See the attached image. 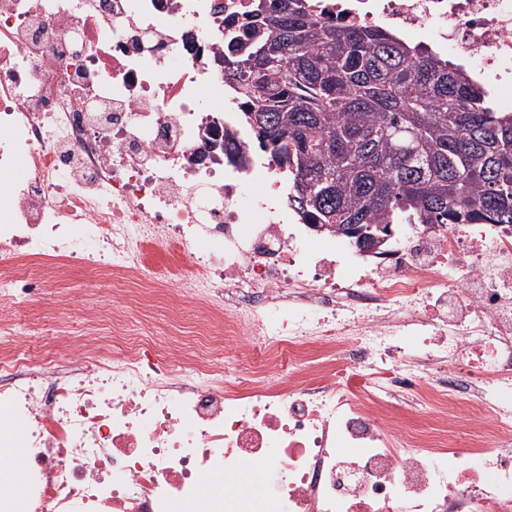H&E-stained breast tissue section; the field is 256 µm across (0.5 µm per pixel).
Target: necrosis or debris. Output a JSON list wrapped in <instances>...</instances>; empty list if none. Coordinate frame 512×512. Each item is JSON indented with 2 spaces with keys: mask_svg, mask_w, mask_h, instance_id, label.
Here are the masks:
<instances>
[{
  "mask_svg": "<svg viewBox=\"0 0 512 512\" xmlns=\"http://www.w3.org/2000/svg\"><path fill=\"white\" fill-rule=\"evenodd\" d=\"M315 2L420 35L512 106V0ZM249 4L0 0V447L27 459L0 512H512V227L404 224L369 254L291 214L289 165L213 67ZM44 258L164 284L267 360L38 354L15 312ZM256 461L273 488L202 490Z\"/></svg>",
  "mask_w": 512,
  "mask_h": 512,
  "instance_id": "1",
  "label": "necrosis or debris"
}]
</instances>
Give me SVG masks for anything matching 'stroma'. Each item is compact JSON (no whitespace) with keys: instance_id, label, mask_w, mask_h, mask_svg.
I'll use <instances>...</instances> for the list:
<instances>
[{"instance_id":"obj_1","label":"stroma","mask_w":512,"mask_h":512,"mask_svg":"<svg viewBox=\"0 0 512 512\" xmlns=\"http://www.w3.org/2000/svg\"><path fill=\"white\" fill-rule=\"evenodd\" d=\"M48 287L42 299L21 308L18 318L30 333V339L50 355L59 353L67 340H78V331L53 340L45 339L43 329L50 324L66 326L71 311L61 307L63 295L84 298L88 312L97 314L90 329L112 340L118 346L149 344L158 356L179 349H192L203 359L224 342V320L209 315L203 306L175 308L172 289L143 288L125 280L115 282L107 293L97 292L89 268L64 266L61 261L48 259L40 264Z\"/></svg>"}]
</instances>
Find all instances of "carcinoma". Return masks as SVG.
<instances>
[{
	"label": "carcinoma",
	"mask_w": 512,
	"mask_h": 512,
	"mask_svg": "<svg viewBox=\"0 0 512 512\" xmlns=\"http://www.w3.org/2000/svg\"><path fill=\"white\" fill-rule=\"evenodd\" d=\"M276 43L281 58L262 54ZM224 80L262 146L286 152L315 224L512 226V113L428 47L327 23L312 0H251L224 26Z\"/></svg>",
	"instance_id": "1"
}]
</instances>
